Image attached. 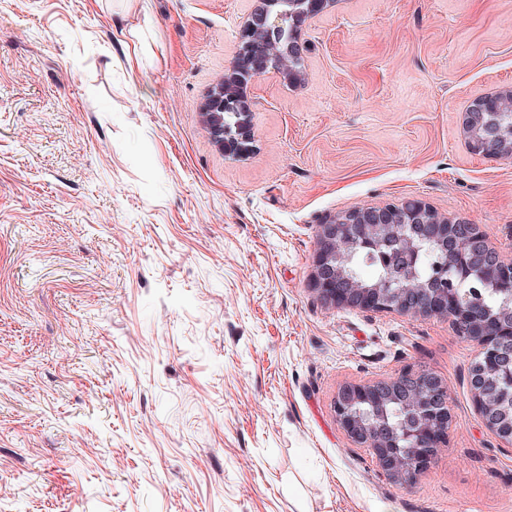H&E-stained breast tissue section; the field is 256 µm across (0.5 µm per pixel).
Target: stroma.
<instances>
[{"label": "stroma", "mask_w": 512, "mask_h": 512, "mask_svg": "<svg viewBox=\"0 0 512 512\" xmlns=\"http://www.w3.org/2000/svg\"><path fill=\"white\" fill-rule=\"evenodd\" d=\"M253 6L0 0V512H512L472 344L312 287L355 206L422 200L512 260V159L461 121L512 87V0H336L300 82H249L232 157L202 106ZM409 366L452 419L401 484L334 399Z\"/></svg>", "instance_id": "1"}]
</instances>
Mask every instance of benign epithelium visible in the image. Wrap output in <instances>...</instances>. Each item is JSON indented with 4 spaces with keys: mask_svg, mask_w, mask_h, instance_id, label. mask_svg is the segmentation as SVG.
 I'll return each mask as SVG.
<instances>
[{
    "mask_svg": "<svg viewBox=\"0 0 512 512\" xmlns=\"http://www.w3.org/2000/svg\"><path fill=\"white\" fill-rule=\"evenodd\" d=\"M333 0H258L248 15L240 34V48L232 69L212 89L203 108L206 128L213 139L234 155L246 147L247 132L241 123L230 127L225 124L224 113L239 115L251 111L252 101L247 85L252 78L269 70L279 73L286 81L302 80V31L305 21L322 13ZM500 104L512 100V88L496 97L479 98L472 111L463 113L462 126L469 131L482 118L479 110L489 101ZM398 224L410 235L402 236L411 258H416L423 243L439 246L448 254V241L465 240L475 249L478 264L493 272L502 281L512 282V261L504 259L489 245L485 235L475 224L453 223L434 215L419 199L405 201L404 207L357 206L342 216L318 225V250L314 261L313 289L321 299L335 307L376 312L397 311L412 316L450 317L463 327L467 338L479 347V356L471 372L481 373L494 367L501 369L512 353V343L496 351L498 336L495 328L471 308L452 303L447 280L438 279L435 286L424 290V303L414 309L404 307L408 288L399 286L376 288H350L336 290V280L342 275L338 265L339 244L347 247L371 245V237L382 228ZM476 409L497 437L512 444V428L503 429L502 400L487 395L482 389H472ZM399 401L410 411L418 424L412 428L385 424L380 417L365 421L357 405L368 402L382 405ZM336 421L351 440L367 449L377 464L391 479L405 483L417 478L446 446L448 420L447 380L425 369L407 367L397 377L371 383H346L334 400Z\"/></svg>",
    "mask_w": 512,
    "mask_h": 512,
    "instance_id": "1",
    "label": "benign epithelium"
}]
</instances>
